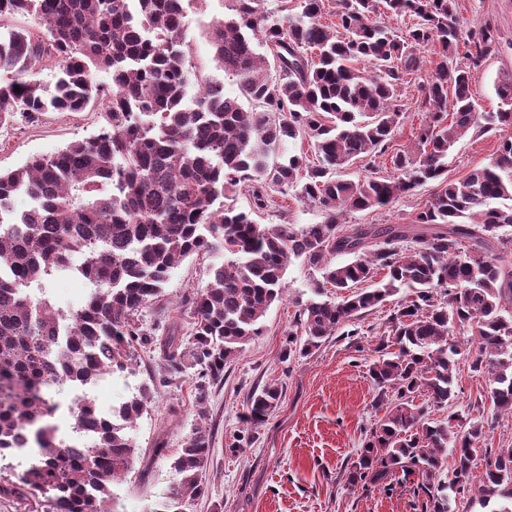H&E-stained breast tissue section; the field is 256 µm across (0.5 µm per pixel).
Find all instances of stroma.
I'll return each mask as SVG.
<instances>
[{
    "label": "stroma",
    "instance_id": "35a3bbf8",
    "mask_svg": "<svg viewBox=\"0 0 512 512\" xmlns=\"http://www.w3.org/2000/svg\"><path fill=\"white\" fill-rule=\"evenodd\" d=\"M468 22L492 20L500 33L497 51L474 72L473 94L483 111H498L494 84L512 74V0H456ZM186 39L199 75L217 79L225 93L238 92L236 79L221 69L209 43L214 22L234 15V0H184ZM416 83L404 84L397 103L402 112L393 150L413 148L411 129L425 118L419 107ZM99 108L83 112H46L32 122L0 124V171L21 167L34 155H51L71 141L91 136L103 125ZM499 140L498 130L468 133L448 155V178L456 181L487 164ZM429 183L399 198L389 208L347 214V224L411 225L416 213L432 197ZM274 203L257 211L261 224H317L323 219L316 205L295 195L274 194ZM211 257L192 256L172 270L161 300L145 314L146 324L160 322L187 334L178 306L183 296L210 281ZM321 268L292 260L285 274L282 297L264 317L263 331L224 369V378L209 389L208 417L213 435L212 458L204 475L207 493L193 512H424L416 484L401 476L385 485H350L346 476L362 442L381 410L367 375L374 349L387 327L389 306H382L356 323L354 336H332L306 356L283 358L295 311L315 300ZM469 345L457 357L455 410L478 407L492 416L489 383L471 372ZM277 381L283 389L275 412L256 431L251 445L232 449L243 428L246 397L253 389ZM195 377H168L157 349L142 350L136 374L106 376L95 388L100 406L125 402L139 387L150 386L155 406L137 422L132 436L140 459L121 487L124 504L135 512L165 500L176 476L165 459L153 457L157 440L178 448L199 422L195 409Z\"/></svg>",
    "mask_w": 512,
    "mask_h": 512
}]
</instances>
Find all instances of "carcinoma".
<instances>
[{"label":"carcinoma","mask_w":512,"mask_h":512,"mask_svg":"<svg viewBox=\"0 0 512 512\" xmlns=\"http://www.w3.org/2000/svg\"><path fill=\"white\" fill-rule=\"evenodd\" d=\"M183 2L0 0V70L11 74L0 83V124L100 101L106 112L97 134L0 172V457L28 433L42 448L15 479L0 476V496L33 499L45 512H119L115 490L139 459L130 431L152 407L150 388L110 415L74 406L72 433L91 434L82 448L57 438L50 401L70 385L135 373L137 348L156 343L166 375L195 370L201 424L172 453L163 441L152 448L177 476L152 512H192L206 494L213 448L209 387L260 335L294 258L322 267L316 288L336 289V300L295 313L286 357L308 355L338 332L357 335L356 320L409 290L368 366L385 414L359 448L349 484H382L400 472L422 478L429 512H448L446 490L512 512V444L479 447L484 423L452 410L463 330L476 347L470 370L489 382L494 419L512 416V76L494 85L503 125L496 154L462 179L447 177L459 136L483 129L471 72L497 49L495 25L463 21L456 0H336L332 30L320 23L324 0H300V16L284 21L260 0H235L236 18L212 29L216 60L238 79L240 94L226 95L223 82L199 78L191 62ZM384 14L414 23L399 33L380 21ZM429 46L439 61L418 85L426 118L412 132L416 151L391 155L390 179L337 177L389 149L399 88L422 72ZM461 48L463 61L448 62ZM46 59L59 64L51 89L33 78ZM95 68L111 70V87L95 80ZM193 78L201 83L189 100ZM299 136L316 160L269 164ZM428 182L437 191L413 220L424 232L408 239L394 225L344 229L346 214L387 207ZM241 183L253 185L258 208L269 203L267 189H293L321 208L323 221L260 224L224 202ZM18 193L32 201L21 213ZM220 253L210 282L181 304L189 335L155 342L140 316L159 302L171 271L190 256ZM339 254L353 259L328 261ZM62 271L88 286L84 305L68 312L46 297L45 281ZM423 391L428 404H415ZM282 394L273 382L248 395L246 431L270 417ZM433 406L451 409L447 419L432 420Z\"/></svg>","instance_id":"obj_1"}]
</instances>
